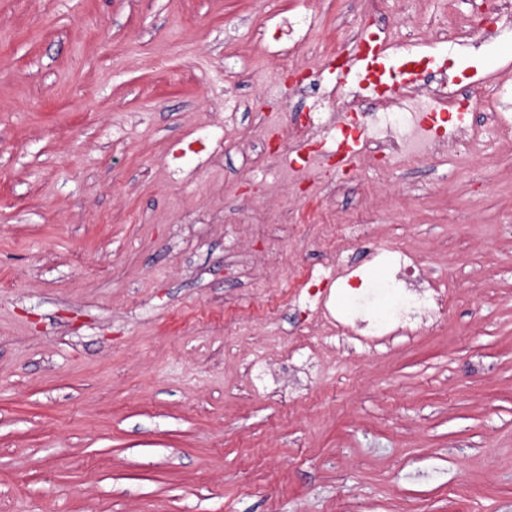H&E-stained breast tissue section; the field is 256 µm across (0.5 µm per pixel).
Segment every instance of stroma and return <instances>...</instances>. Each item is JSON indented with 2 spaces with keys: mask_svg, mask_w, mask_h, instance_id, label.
I'll return each instance as SVG.
<instances>
[{
  "mask_svg": "<svg viewBox=\"0 0 512 512\" xmlns=\"http://www.w3.org/2000/svg\"><path fill=\"white\" fill-rule=\"evenodd\" d=\"M297 8L292 83L260 35ZM451 14L469 45L400 38ZM373 33L473 89L512 64L472 0H0V512H512V143L341 179L268 150ZM362 239L428 262L441 324L362 348L290 305L311 270L354 309L352 272L389 314Z\"/></svg>",
  "mask_w": 512,
  "mask_h": 512,
  "instance_id": "stroma-1",
  "label": "stroma"
}]
</instances>
